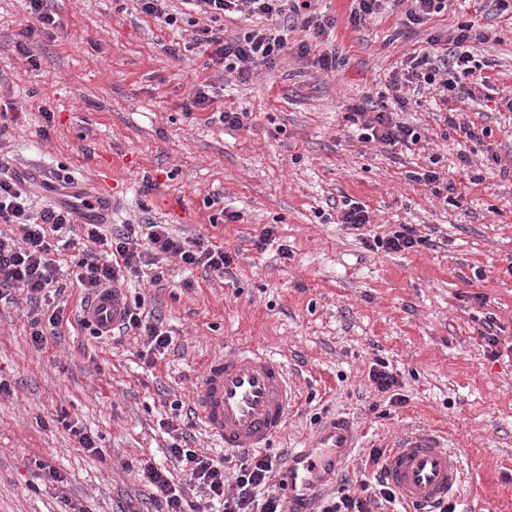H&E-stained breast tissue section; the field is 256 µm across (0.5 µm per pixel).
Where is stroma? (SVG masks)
Here are the masks:
<instances>
[{
	"label": "stroma",
	"instance_id": "stroma-1",
	"mask_svg": "<svg viewBox=\"0 0 512 512\" xmlns=\"http://www.w3.org/2000/svg\"><path fill=\"white\" fill-rule=\"evenodd\" d=\"M351 5L316 4L336 19L327 41L335 71L290 56L242 84L209 51L185 49L191 26L160 25L132 0H50L58 26L29 38L28 63L12 49L25 2L0 0V99L23 112L0 134V166L29 175L38 206L55 203L64 173L111 195L113 223L167 224L234 256L221 277L172 261L159 282H124L127 298L165 315L172 343L162 355H149L144 337L98 340L76 326L38 348L25 301H0V512H61L38 459L66 473L68 497L88 512H144L148 491L123 462L150 453L181 477L167 424L183 421L208 356L249 344L284 361L298 392L272 453L349 419L357 447L344 472L353 482L370 449L437 430L466 455L472 512H512V14L493 0H451L408 37L400 10L355 27ZM470 22L494 35L480 48L490 87L457 106L488 136L461 139L425 90L402 114L422 136L417 145L359 143L353 105L395 110L396 67L428 37ZM207 82L217 106L252 113L250 128L211 121L207 109L184 112ZM430 166L454 180L458 205L413 181ZM350 200L369 212L363 230L337 222ZM225 210L238 220L222 219ZM269 224L276 239L258 248ZM401 224L429 245L388 253L364 244ZM378 357L404 404L389 405L371 385ZM61 413L101 435L104 459L78 447Z\"/></svg>",
	"mask_w": 512,
	"mask_h": 512
}]
</instances>
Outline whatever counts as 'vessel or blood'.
Returning <instances> with one entry per match:
<instances>
[{
  "label": "vessel or blood",
  "mask_w": 512,
  "mask_h": 512,
  "mask_svg": "<svg viewBox=\"0 0 512 512\" xmlns=\"http://www.w3.org/2000/svg\"><path fill=\"white\" fill-rule=\"evenodd\" d=\"M126 304L121 289H107L84 304L82 316L107 333L119 326ZM294 397L284 364L257 346L210 356L190 388L201 427L238 454L265 448L282 433ZM355 447L351 423L339 418L304 447L289 449L277 474L285 512H313L318 492L337 482ZM383 477L409 512H436L439 505L459 501L468 470L463 451L420 431L403 435L390 449Z\"/></svg>",
  "instance_id": "vessel-or-blood-1"
}]
</instances>
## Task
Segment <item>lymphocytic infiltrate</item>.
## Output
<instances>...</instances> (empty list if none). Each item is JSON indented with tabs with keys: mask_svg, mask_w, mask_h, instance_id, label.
<instances>
[{
	"mask_svg": "<svg viewBox=\"0 0 512 512\" xmlns=\"http://www.w3.org/2000/svg\"><path fill=\"white\" fill-rule=\"evenodd\" d=\"M206 26L197 28L194 40L207 45L213 62L224 73L247 82L262 66L276 64L288 53L310 59L323 71L335 69V52L313 53L311 43L289 44L282 35L273 32L268 22L285 12L300 17L313 41H327L336 21L318 13L316 0H184ZM237 13L251 20V28L242 36L225 39L216 24L225 14ZM488 31L466 24L458 26L449 38H428L425 50L412 54L400 70L394 71L391 87L396 111L367 114L357 107L361 121L357 126L360 142H376L391 148L415 145L421 139L418 132L399 120L398 110L406 109L407 91L429 89L440 102L473 95L488 83L482 62L473 49L488 43ZM76 207L64 203L56 207H39L19 174L0 171V224L12 225L13 231L0 235V297L8 292H21L30 304H38L53 293H60L65 282H72L84 298L100 290L113 288L126 276L158 280L161 262L174 258L185 269L204 268L224 275L234 261L223 245L203 237L175 235L166 224H147L144 236H136L133 225L123 224L112 229L91 222L77 224ZM80 227L82 248L74 261L72 278H65L63 265L53 258L56 246L51 234ZM119 334L135 333L146 337L151 350L164 351L172 342L163 318L144 312L142 303L128 306ZM193 422L184 423L172 437L171 458L185 463L189 482L197 486L202 497L191 500L184 489L176 488L165 467L154 459L136 461V473L148 489V499L161 512H210L219 504L221 512H284L282 499L266 493L265 487L284 463L279 454L256 451L250 454H227L216 459L191 445ZM385 449H371L365 459L370 471L355 488L341 487L333 498L321 499L320 512H408L395 489L382 477Z\"/></svg>",
	"mask_w": 512,
	"mask_h": 512,
	"instance_id": "1",
	"label": "lymphocytic infiltrate"
}]
</instances>
